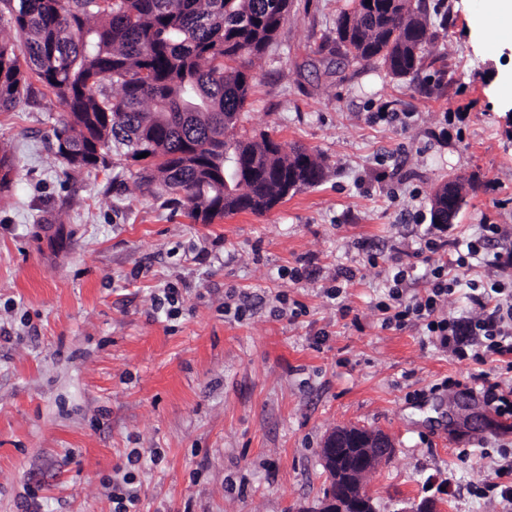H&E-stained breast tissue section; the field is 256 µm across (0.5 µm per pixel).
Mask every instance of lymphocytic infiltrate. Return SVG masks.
<instances>
[{"instance_id": "lymphocytic-infiltrate-1", "label": "lymphocytic infiltrate", "mask_w": 512, "mask_h": 512, "mask_svg": "<svg viewBox=\"0 0 512 512\" xmlns=\"http://www.w3.org/2000/svg\"><path fill=\"white\" fill-rule=\"evenodd\" d=\"M499 225L484 224L477 237L468 239L452 262L437 260V243L426 240L420 252L434 256L426 273L423 291H411V278L400 258H392L388 267L386 299L380 302L382 323L398 329L412 323L424 326L427 335L436 339L462 361L479 365L472 379L495 415L512 419V284L500 277L486 281L463 279L457 269L470 266L472 261L484 262L499 272L512 269V250L495 251L490 247L498 235ZM464 293L471 305L469 315H448L449 296ZM493 364L486 372L484 364Z\"/></svg>"}]
</instances>
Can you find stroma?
I'll use <instances>...</instances> for the list:
<instances>
[{
	"mask_svg": "<svg viewBox=\"0 0 512 512\" xmlns=\"http://www.w3.org/2000/svg\"><path fill=\"white\" fill-rule=\"evenodd\" d=\"M345 3L292 0L248 68L238 136L328 165L262 215L194 222L116 153L67 169L52 93L0 112V512H112L128 472L139 512H315L324 438L345 424L394 443L367 484L376 512L426 496L440 512H512L477 494L512 484L497 473L512 430L469 392L472 364L422 325L383 327L386 281L367 260L401 257L420 290V239L452 252L497 224L495 248L512 247V41L473 31L479 0H440L447 69L397 78L334 54ZM453 176L464 203L431 224ZM342 269L354 276L330 298ZM170 286L171 313L157 305ZM441 188H443V191L446 193H445V195L439 197V192H440ZM453 189H454V185L449 184L447 181V182L441 183L434 191V194H433V197L431 200V209H430L431 224H438L436 222V217H437V214L441 210L444 199L447 197V191H448V224L452 222V219L454 218L456 211L460 208V206L458 204H456L455 200L453 199Z\"/></svg>",
	"mask_w": 512,
	"mask_h": 512,
	"instance_id": "1",
	"label": "stroma"
}]
</instances>
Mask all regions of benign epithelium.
I'll return each mask as SVG.
<instances>
[{
  "label": "benign epithelium",
  "mask_w": 512,
  "mask_h": 512,
  "mask_svg": "<svg viewBox=\"0 0 512 512\" xmlns=\"http://www.w3.org/2000/svg\"><path fill=\"white\" fill-rule=\"evenodd\" d=\"M393 454V442L383 431L334 428L321 448L328 488L317 512H374L366 481Z\"/></svg>",
  "instance_id": "1"
}]
</instances>
